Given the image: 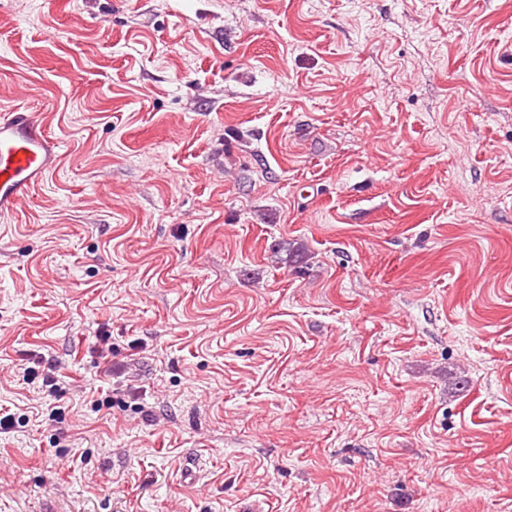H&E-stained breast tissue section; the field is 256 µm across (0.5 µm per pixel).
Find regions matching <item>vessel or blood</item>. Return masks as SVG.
<instances>
[{
    "mask_svg": "<svg viewBox=\"0 0 512 512\" xmlns=\"http://www.w3.org/2000/svg\"><path fill=\"white\" fill-rule=\"evenodd\" d=\"M61 147L24 105L0 113V216L13 213L56 171Z\"/></svg>",
    "mask_w": 512,
    "mask_h": 512,
    "instance_id": "b4317fda",
    "label": "vessel or blood"
}]
</instances>
